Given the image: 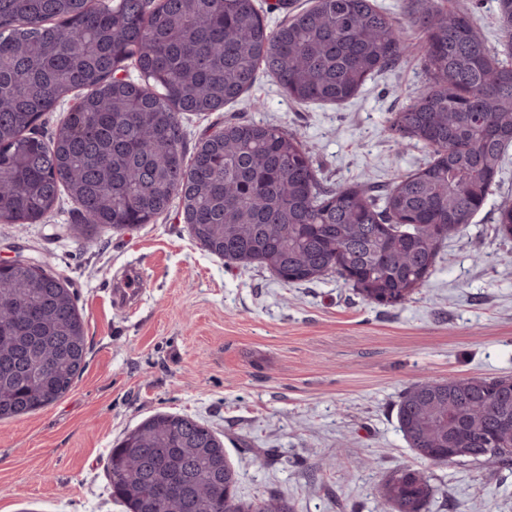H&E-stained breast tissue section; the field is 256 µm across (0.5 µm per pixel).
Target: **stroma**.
Returning a JSON list of instances; mask_svg holds the SVG:
<instances>
[{
    "instance_id": "35a3bbf8",
    "label": "stroma",
    "mask_w": 512,
    "mask_h": 512,
    "mask_svg": "<svg viewBox=\"0 0 512 512\" xmlns=\"http://www.w3.org/2000/svg\"><path fill=\"white\" fill-rule=\"evenodd\" d=\"M437 4L469 8L499 49L495 0ZM405 36L402 62L339 106L295 102L259 73L237 102L183 115L186 151L236 117L297 133L324 184L394 183L430 159L397 148L388 130L392 112L427 81L423 38L408 27ZM506 201L512 150L482 210L441 246L414 299L396 307L365 302L333 275L285 285L265 268L224 263L189 235L176 203L151 223L100 228L83 242L64 193L40 223H0V262L24 255L67 285L88 342L68 393L0 421V512H123L108 452L159 412L218 434L249 502L275 496L292 512H385L382 482L411 467L436 488L424 512H512L511 470L430 464L408 447L397 416L414 383L512 376V239L496 231ZM131 266L143 288L121 310L113 291Z\"/></svg>"
}]
</instances>
